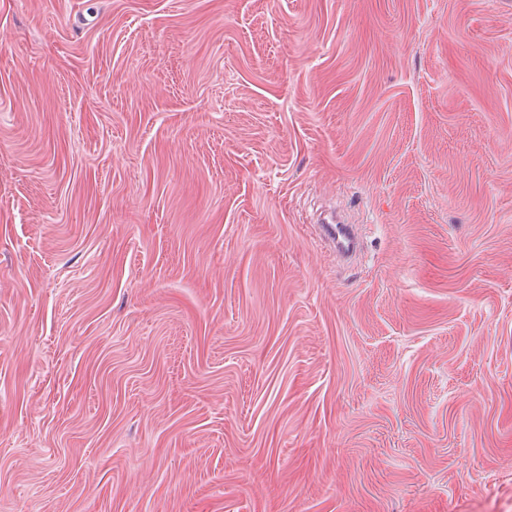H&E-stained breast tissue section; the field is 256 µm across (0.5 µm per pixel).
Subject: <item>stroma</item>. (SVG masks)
Segmentation results:
<instances>
[{
  "label": "stroma",
  "mask_w": 512,
  "mask_h": 512,
  "mask_svg": "<svg viewBox=\"0 0 512 512\" xmlns=\"http://www.w3.org/2000/svg\"><path fill=\"white\" fill-rule=\"evenodd\" d=\"M0 512H512V0H0ZM326 223L324 227L333 241L336 254L347 255L352 253L355 249V238L351 226L347 224H335L336 220H332L331 223Z\"/></svg>",
  "instance_id": "35a3bbf8"
}]
</instances>
